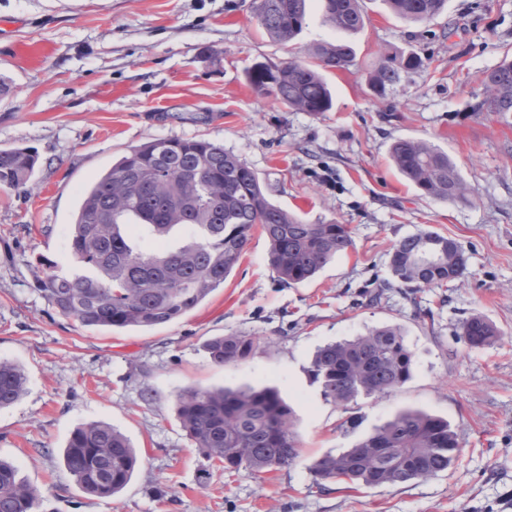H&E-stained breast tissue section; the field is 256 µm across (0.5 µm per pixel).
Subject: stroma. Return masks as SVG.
Segmentation results:
<instances>
[{"mask_svg":"<svg viewBox=\"0 0 512 512\" xmlns=\"http://www.w3.org/2000/svg\"><path fill=\"white\" fill-rule=\"evenodd\" d=\"M355 35L326 24L310 0L295 44L267 37L254 0H0V150L38 156L26 186H0V358L23 370L26 392L0 409V459L41 495L38 512H512V121L478 111L483 77L512 58V0H448L424 24L362 0ZM51 54L26 66L16 43ZM345 42V70L324 78L332 111L313 117L255 92L246 70L304 47ZM415 50L423 68L385 97L369 78L385 52ZM202 138L242 157L268 196L304 221L348 225L354 247L313 279L281 283L254 231L223 286L174 322L98 331L59 316L34 270L72 272L70 228L82 191L131 148ZM400 137L426 139L474 189L466 201L422 197L389 158ZM430 230L459 242L464 276L411 302L365 287L391 278L392 247ZM480 314L503 334L472 349L460 336ZM400 325L416 359L412 378L347 407L325 400L311 372L316 350L367 328ZM248 333L268 349L214 365L204 345ZM272 386L294 409L300 453L252 475L210 464L181 430L175 399L189 387ZM153 392L144 401V389ZM406 408L447 419L460 451L447 471L395 486L316 484L311 463L352 447ZM104 422L136 449L130 483L109 498L85 494L66 472L73 430Z\"/></svg>","mask_w":512,"mask_h":512,"instance_id":"obj_1","label":"stroma"}]
</instances>
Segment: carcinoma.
Listing matches in <instances>:
<instances>
[{
	"label": "carcinoma",
	"mask_w": 512,
	"mask_h": 512,
	"mask_svg": "<svg viewBox=\"0 0 512 512\" xmlns=\"http://www.w3.org/2000/svg\"><path fill=\"white\" fill-rule=\"evenodd\" d=\"M309 0H258V24L274 40L289 43L303 29ZM398 16L427 22L446 0H386ZM324 18L338 31L364 27L360 0H321ZM312 61L296 58L257 62L247 72L250 86L285 108L313 116L332 110L331 92L317 67L343 70L354 61L345 43L309 49ZM423 65L415 52H389L370 84L378 97ZM486 99L479 109L512 112V59L484 75ZM390 159L422 196L466 200L473 189L448 153L434 143L398 138ZM37 157L25 148L0 150V185L27 184ZM269 245V265L279 281L312 278L333 258L354 248L345 224H308L274 204L248 163L223 145L204 139L167 138L132 149L87 187L71 225L77 269L67 276L42 270L38 291L57 313L88 329H150L195 309L238 264L255 227ZM177 227L184 239L174 244ZM436 245L428 265L412 261L425 240ZM466 271L462 246L434 231H418L396 241L390 258L393 281L413 304L427 288H440ZM501 335L489 319L462 322L461 337L474 349ZM217 366L251 357L260 344L253 336L230 333L205 344ZM415 352L398 325L372 327L349 340L327 344L312 361L325 399L345 406L357 397H379L408 382ZM26 377L0 359V409L18 401ZM182 430L209 462L226 468L267 473L290 465L299 454L295 412L264 388H188L177 395ZM457 433L447 420L420 409L398 412L353 447L316 460V481L365 486L399 485L430 478L454 462ZM64 468L86 494L112 497L130 482L139 458L126 437L104 423L76 428L63 451ZM39 491L19 469L0 460V512H36Z\"/></svg>",
	"instance_id": "carcinoma-1"
}]
</instances>
